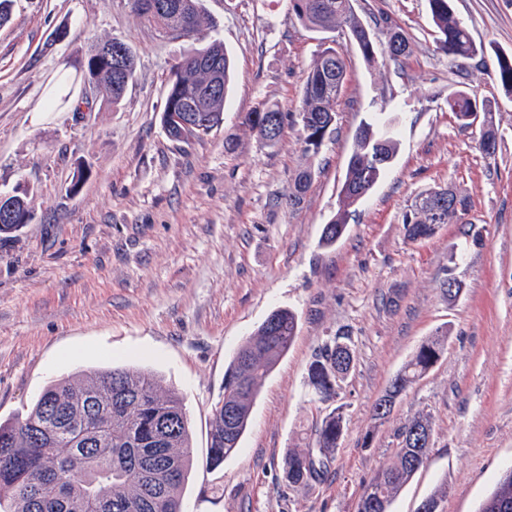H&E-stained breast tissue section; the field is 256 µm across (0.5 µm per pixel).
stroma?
Masks as SVG:
<instances>
[{"mask_svg":"<svg viewBox=\"0 0 512 512\" xmlns=\"http://www.w3.org/2000/svg\"><path fill=\"white\" fill-rule=\"evenodd\" d=\"M452 5L480 48L454 66L436 46L426 0H354L366 26L386 16L402 28L411 53L400 66L370 65L343 43L336 134L312 155L296 125L272 148L240 126L262 105L299 104L319 35L289 0H202L204 23L183 40L159 36L128 0H14L0 25V193L26 189L32 220L0 237V421L26 413L57 377L134 364L183 398L198 458L186 512H356L365 483L395 456L396 429L424 413L431 452L391 512H418L443 483L444 512H478L512 465V95L486 66L494 51L512 52V0ZM113 37L137 58L120 105L96 98L47 111L49 93L80 95L90 48ZM214 38L236 73L224 124L173 141L161 123L172 67ZM460 89L491 104L495 158L480 150L478 127L449 112ZM381 111L396 120L397 155L343 236L321 246L356 129ZM306 168L314 179L289 206ZM434 187L468 197L478 243L459 224L406 239V212ZM450 274L463 284L453 301ZM277 308L298 313L294 342L265 380L238 453L207 469L225 369ZM442 330V357L376 423L390 380ZM340 331L355 351L340 391L341 445L324 480L291 486L288 449L311 445L313 419L333 408L316 400L307 368Z\"/></svg>","mask_w":512,"mask_h":512,"instance_id":"1","label":"stroma"}]
</instances>
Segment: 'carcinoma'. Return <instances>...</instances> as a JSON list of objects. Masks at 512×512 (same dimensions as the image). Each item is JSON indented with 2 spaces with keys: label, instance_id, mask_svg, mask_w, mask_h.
Segmentation results:
<instances>
[{
  "label": "carcinoma",
  "instance_id": "obj_1",
  "mask_svg": "<svg viewBox=\"0 0 512 512\" xmlns=\"http://www.w3.org/2000/svg\"><path fill=\"white\" fill-rule=\"evenodd\" d=\"M436 28L437 49L456 63L476 55L468 29L455 17L451 0H426ZM137 16L153 23L172 40L196 35L203 23L200 0H129ZM304 27L320 33L342 31L355 36L352 45L367 64L378 55L402 65L410 55V41L396 25L385 22L382 48L378 36L356 13L353 0H289ZM120 57V66L93 46L82 66V83H91L106 101L117 106L136 73V55L122 39L105 41ZM331 39L316 53L308 70L294 121L299 125L304 150L319 153L336 132L337 107L347 76L344 52ZM497 82L512 94V55L496 51L492 59ZM233 79V63L224 43L214 39L181 58L172 70L161 123L180 142L200 140L224 123L225 103ZM448 107L469 128L467 117L480 113V148L496 155L501 141L492 120V108L467 90L448 99ZM171 112L197 115L190 128L168 126ZM288 113L274 104L244 115L241 125L265 147L273 126L282 133ZM397 153L393 120L377 114L363 121L354 136L340 207L323 225L321 243L332 246L344 234L350 209L377 184ZM314 178L310 169L294 180L288 197L300 204ZM456 201L436 219L429 204ZM469 210L467 197L449 188H431L420 194L404 216L411 242L433 236L443 224L462 219ZM298 328V315L290 308L273 310L236 351L224 373V396L213 409L206 465L217 469L239 451L257 395L266 378L286 355ZM448 332L423 342L386 387L373 409L383 421L391 413L388 403L423 378L443 353ZM349 335L336 334L315 355L307 370L315 397L326 402L340 396V383L354 366ZM344 431L338 405L311 426L313 444L306 450L288 449L283 477L292 486L323 476L334 458ZM432 438L430 416L418 414L396 431L394 461L376 470L364 485L357 512H390V506L428 460ZM194 464L190 422L181 397L159 391L156 376L135 367L95 369L79 379L53 381L32 408L10 422H0V512H184L182 492ZM479 512H512V469L504 472Z\"/></svg>",
  "mask_w": 512,
  "mask_h": 512
}]
</instances>
